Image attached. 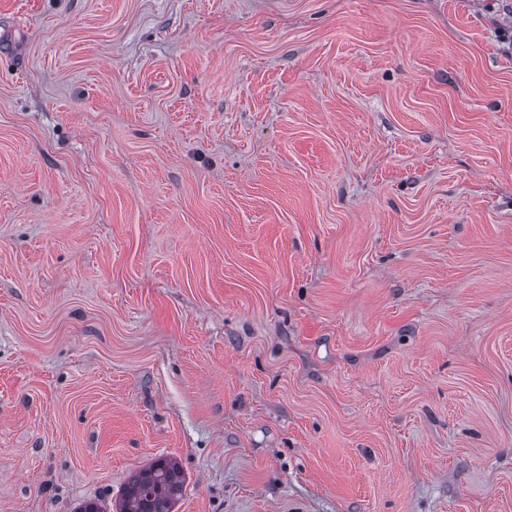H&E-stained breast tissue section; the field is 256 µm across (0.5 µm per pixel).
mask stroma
<instances>
[{
  "label": "stroma",
  "instance_id": "35a3bbf8",
  "mask_svg": "<svg viewBox=\"0 0 512 512\" xmlns=\"http://www.w3.org/2000/svg\"><path fill=\"white\" fill-rule=\"evenodd\" d=\"M512 512V0H0V512ZM184 483L182 468L172 458H158L135 473L124 488L116 512H173Z\"/></svg>",
  "mask_w": 512,
  "mask_h": 512
}]
</instances>
